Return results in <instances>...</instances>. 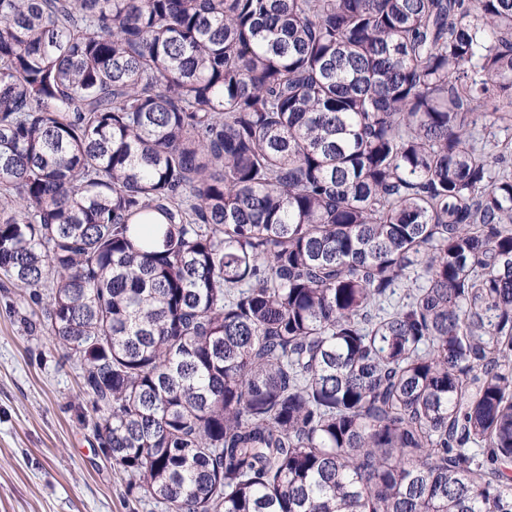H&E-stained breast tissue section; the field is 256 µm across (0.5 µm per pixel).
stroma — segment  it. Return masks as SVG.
Masks as SVG:
<instances>
[{
	"label": "stroma",
	"mask_w": 512,
	"mask_h": 512,
	"mask_svg": "<svg viewBox=\"0 0 512 512\" xmlns=\"http://www.w3.org/2000/svg\"><path fill=\"white\" fill-rule=\"evenodd\" d=\"M33 310L0 286V512H163L127 496L94 434L79 362L28 327Z\"/></svg>",
	"instance_id": "1"
}]
</instances>
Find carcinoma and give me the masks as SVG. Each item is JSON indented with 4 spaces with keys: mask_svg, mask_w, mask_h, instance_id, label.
<instances>
[{
    "mask_svg": "<svg viewBox=\"0 0 512 512\" xmlns=\"http://www.w3.org/2000/svg\"><path fill=\"white\" fill-rule=\"evenodd\" d=\"M479 124L512 127V0H0V274L51 289L127 495L512 512Z\"/></svg>",
    "mask_w": 512,
    "mask_h": 512,
    "instance_id": "cac0c4a2",
    "label": "carcinoma"
}]
</instances>
